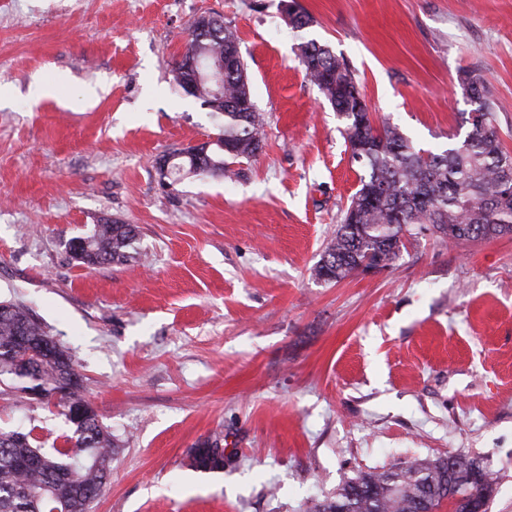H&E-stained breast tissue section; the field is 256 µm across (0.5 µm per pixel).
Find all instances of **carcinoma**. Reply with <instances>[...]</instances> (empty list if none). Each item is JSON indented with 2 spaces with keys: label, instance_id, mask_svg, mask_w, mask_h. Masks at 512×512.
I'll use <instances>...</instances> for the list:
<instances>
[{
  "label": "carcinoma",
  "instance_id": "carcinoma-1",
  "mask_svg": "<svg viewBox=\"0 0 512 512\" xmlns=\"http://www.w3.org/2000/svg\"><path fill=\"white\" fill-rule=\"evenodd\" d=\"M190 36L187 52L235 62L241 58L238 37L227 28L217 40H201L193 30ZM300 60L310 81L344 120L351 152L364 153L360 187L314 267L316 277L337 282L366 260L382 259L389 267L400 254L394 244L417 229L445 243L512 235V202L501 199L503 182H512V156L498 138L490 89L482 76L466 71L462 82L487 111V122L470 124L461 143L433 152L415 148L388 123L379 129L367 124L360 131L365 118L362 95L349 64L328 46L303 43ZM192 97L209 105L220 121L219 139L237 150L234 155L213 147L202 160L203 173L230 179L237 160L261 149L262 114L239 108L251 98L250 86L241 81V70H227L222 97L211 96L207 84ZM137 238L134 225L103 218L80 237V248L69 252L89 268L123 264L132 257ZM46 335L29 310L0 303V381L23 392L41 389L44 404L68 424L63 446L51 452L35 445L30 431L0 430V512H58L63 500L73 502L79 512H91L112 474V432L96 412L75 415L87 405L84 384L64 386L63 380L81 377L69 353L59 345L58 354L48 356L18 344L20 336ZM218 450V442H207L198 448L200 457L194 462L218 467L222 461L209 458ZM493 492V479L480 459L450 454L362 472L346 479L311 512H440L444 505L450 512H472V503Z\"/></svg>",
  "mask_w": 512,
  "mask_h": 512
}]
</instances>
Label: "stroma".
Instances as JSON below:
<instances>
[{
    "instance_id": "35a3bbf8",
    "label": "stroma",
    "mask_w": 512,
    "mask_h": 512,
    "mask_svg": "<svg viewBox=\"0 0 512 512\" xmlns=\"http://www.w3.org/2000/svg\"><path fill=\"white\" fill-rule=\"evenodd\" d=\"M0 0V301L64 345L116 443L93 512H303L359 472L448 452L512 512V235L410 237L390 268H313L359 186L344 124L300 63L346 59L375 123L462 142L483 75L512 154V0ZM240 38L264 147L229 181L165 184L159 161L216 135L171 82L194 18ZM51 88L33 100V83ZM136 225L139 262L87 268L68 241ZM0 429L67 426L0 385ZM218 441L224 466H194Z\"/></svg>"
}]
</instances>
